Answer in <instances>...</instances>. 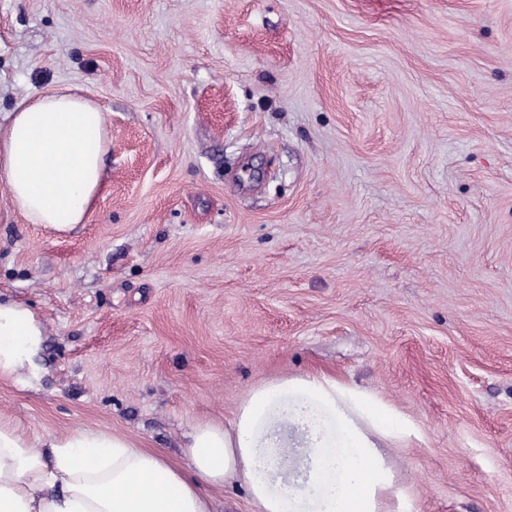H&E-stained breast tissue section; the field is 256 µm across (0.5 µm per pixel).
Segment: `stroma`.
<instances>
[{
    "label": "stroma",
    "instance_id": "stroma-1",
    "mask_svg": "<svg viewBox=\"0 0 512 512\" xmlns=\"http://www.w3.org/2000/svg\"><path fill=\"white\" fill-rule=\"evenodd\" d=\"M104 112L84 223L0 186V297L44 327L0 377L38 437L185 466L266 381L403 423L382 512H512V0H0V114Z\"/></svg>",
    "mask_w": 512,
    "mask_h": 512
}]
</instances>
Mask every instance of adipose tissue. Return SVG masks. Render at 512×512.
Wrapping results in <instances>:
<instances>
[{"mask_svg": "<svg viewBox=\"0 0 512 512\" xmlns=\"http://www.w3.org/2000/svg\"><path fill=\"white\" fill-rule=\"evenodd\" d=\"M110 144L104 112L48 92L0 118V185L30 224L83 223L101 194ZM43 326L26 306L0 301V377L37 379ZM301 433L307 480L277 481ZM398 420L365 408L334 380L310 375L253 388L231 428L195 427L187 467L110 432L31 439L0 418V512H210L208 485L238 483L257 512H380L391 474L378 441Z\"/></svg>", "mask_w": 512, "mask_h": 512, "instance_id": "ef3b65f1", "label": "adipose tissue"}]
</instances>
